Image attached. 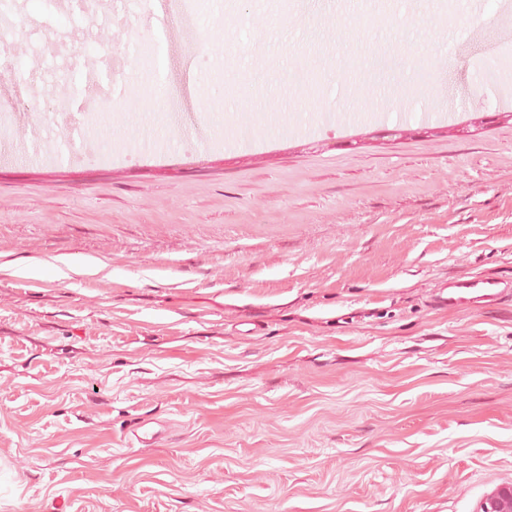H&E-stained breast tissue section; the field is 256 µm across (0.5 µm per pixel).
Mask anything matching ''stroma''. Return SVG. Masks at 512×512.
I'll return each instance as SVG.
<instances>
[{"label":"stroma","instance_id":"obj_1","mask_svg":"<svg viewBox=\"0 0 512 512\" xmlns=\"http://www.w3.org/2000/svg\"><path fill=\"white\" fill-rule=\"evenodd\" d=\"M256 3L198 7L202 51L168 44L163 78L173 0L19 13L5 51L39 57L0 67V110L55 120L0 159V512H477L512 483V298L430 305L512 277V118L481 43L455 55L496 39L495 0ZM373 42L411 65L351 90L336 65ZM226 55L253 97L222 90ZM449 96L459 121L420 122ZM512 297V279L487 275L449 277L434 290L432 306L440 310L482 308Z\"/></svg>","mask_w":512,"mask_h":512}]
</instances>
